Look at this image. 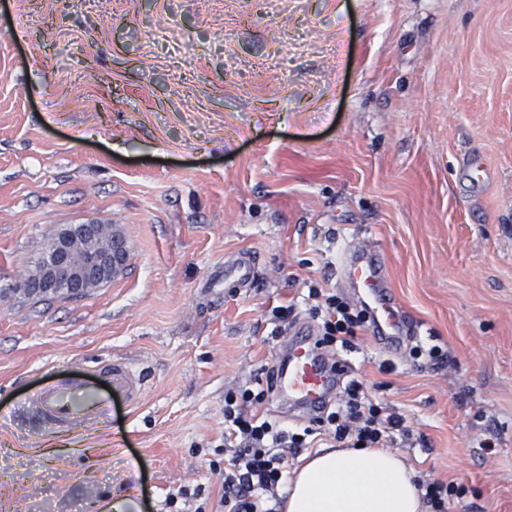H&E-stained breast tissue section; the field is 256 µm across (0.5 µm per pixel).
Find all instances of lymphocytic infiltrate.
Listing matches in <instances>:
<instances>
[{"instance_id": "lymphocytic-infiltrate-1", "label": "lymphocytic infiltrate", "mask_w": 512, "mask_h": 512, "mask_svg": "<svg viewBox=\"0 0 512 512\" xmlns=\"http://www.w3.org/2000/svg\"><path fill=\"white\" fill-rule=\"evenodd\" d=\"M309 313L319 320V343L326 351L349 344L368 322L366 310L309 287ZM272 387L256 383L224 396V481L222 512H277L286 449L307 447L308 437L325 435L343 448H380L405 433L400 416L370 400L362 383L347 381L340 402L331 404L314 426L296 430L265 415Z\"/></svg>"}]
</instances>
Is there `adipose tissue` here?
<instances>
[{"mask_svg": "<svg viewBox=\"0 0 512 512\" xmlns=\"http://www.w3.org/2000/svg\"><path fill=\"white\" fill-rule=\"evenodd\" d=\"M414 478L386 448H322L296 470L285 512H426Z\"/></svg>", "mask_w": 512, "mask_h": 512, "instance_id": "adipose-tissue-1", "label": "adipose tissue"}]
</instances>
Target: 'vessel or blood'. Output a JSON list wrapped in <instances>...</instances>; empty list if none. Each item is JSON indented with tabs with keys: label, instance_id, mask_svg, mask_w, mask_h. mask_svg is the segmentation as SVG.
Instances as JSON below:
<instances>
[{
	"label": "vessel or blood",
	"instance_id": "1",
	"mask_svg": "<svg viewBox=\"0 0 512 512\" xmlns=\"http://www.w3.org/2000/svg\"><path fill=\"white\" fill-rule=\"evenodd\" d=\"M259 261L241 252L224 261V286L252 287ZM340 276L370 316V332L387 352H399L407 339V319L396 307L383 255L370 247L346 249L339 259ZM315 328L302 322L292 327L282 344L283 362L273 382L278 408L307 418L319 416L334 391L342 385L347 369L331 362L318 349ZM142 378L128 363L113 361L95 371L94 378L71 376L58 380L31 396L28 410L38 426L72 431L103 422L111 393H120L138 404Z\"/></svg>",
	"mask_w": 512,
	"mask_h": 512
}]
</instances>
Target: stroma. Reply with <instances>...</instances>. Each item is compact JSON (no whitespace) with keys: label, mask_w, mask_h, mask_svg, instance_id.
<instances>
[{"label":"stroma","mask_w":512,"mask_h":512,"mask_svg":"<svg viewBox=\"0 0 512 512\" xmlns=\"http://www.w3.org/2000/svg\"><path fill=\"white\" fill-rule=\"evenodd\" d=\"M91 221L128 242L114 281L0 296V512H215L225 393L365 245L443 357L337 355L452 512H512V0H0V289ZM115 359L138 407L31 434V395ZM259 261L251 252H241L224 260V288H251L257 279Z\"/></svg>","instance_id":"obj_1"}]
</instances>
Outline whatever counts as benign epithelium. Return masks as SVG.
<instances>
[{"mask_svg": "<svg viewBox=\"0 0 512 512\" xmlns=\"http://www.w3.org/2000/svg\"><path fill=\"white\" fill-rule=\"evenodd\" d=\"M128 258L127 242L114 228L97 222L69 224L47 241L39 272L13 282L8 290L82 297L119 276Z\"/></svg>", "mask_w": 512, "mask_h": 512, "instance_id": "1", "label": "benign epithelium"}]
</instances>
